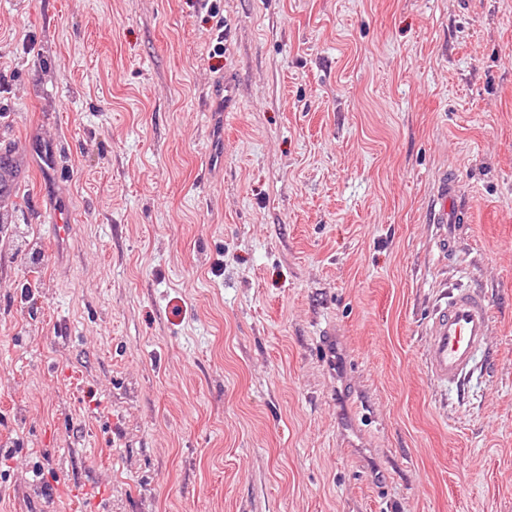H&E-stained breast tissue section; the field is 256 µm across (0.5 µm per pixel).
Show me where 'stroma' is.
Instances as JSON below:
<instances>
[{
  "mask_svg": "<svg viewBox=\"0 0 512 512\" xmlns=\"http://www.w3.org/2000/svg\"><path fill=\"white\" fill-rule=\"evenodd\" d=\"M217 7L0 0V512H512V0ZM455 186L445 177L437 186L431 201L430 222L433 224H455L459 203ZM489 306L478 293L452 288L433 311L424 363L443 385H459L486 349Z\"/></svg>",
  "mask_w": 512,
  "mask_h": 512,
  "instance_id": "35a3bbf8",
  "label": "stroma"
}]
</instances>
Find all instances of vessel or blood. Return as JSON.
Wrapping results in <instances>:
<instances>
[{
  "mask_svg": "<svg viewBox=\"0 0 512 512\" xmlns=\"http://www.w3.org/2000/svg\"><path fill=\"white\" fill-rule=\"evenodd\" d=\"M459 203L454 185L440 182L431 201L430 221L455 223ZM489 306L478 293L454 288L436 306L428 326L429 342L424 363L443 385L462 383L486 348Z\"/></svg>",
  "mask_w": 512,
  "mask_h": 512,
  "instance_id": "1",
  "label": "vessel or blood"
}]
</instances>
